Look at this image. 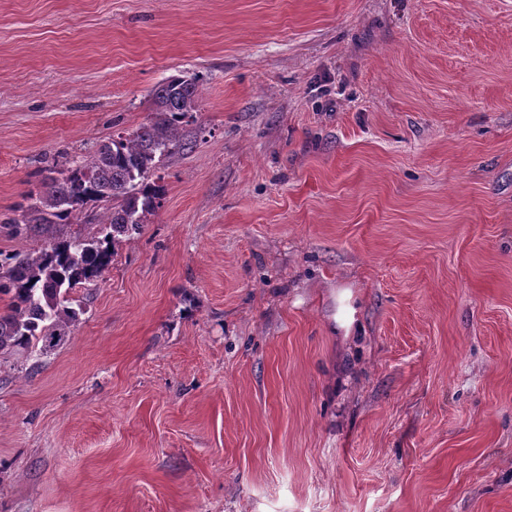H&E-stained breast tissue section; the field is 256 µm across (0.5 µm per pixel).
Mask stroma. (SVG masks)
<instances>
[{
  "instance_id": "stroma-1",
  "label": "stroma",
  "mask_w": 512,
  "mask_h": 512,
  "mask_svg": "<svg viewBox=\"0 0 512 512\" xmlns=\"http://www.w3.org/2000/svg\"><path fill=\"white\" fill-rule=\"evenodd\" d=\"M197 77L43 354L0 512H512V0H0V221Z\"/></svg>"
}]
</instances>
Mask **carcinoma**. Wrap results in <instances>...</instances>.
Returning <instances> with one entry per match:
<instances>
[{"instance_id":"1","label":"carcinoma","mask_w":512,"mask_h":512,"mask_svg":"<svg viewBox=\"0 0 512 512\" xmlns=\"http://www.w3.org/2000/svg\"><path fill=\"white\" fill-rule=\"evenodd\" d=\"M155 121L97 145L89 159L74 161L42 181V190L19 208L21 217L0 225L11 235L34 236L42 246L32 252L0 250V354H30L54 347L79 321L69 293L101 280L118 247L140 232L165 193L151 172L166 156L190 148L180 131L197 110L196 83L173 76L152 95ZM109 204L97 218L100 232L63 234L85 211Z\"/></svg>"}]
</instances>
